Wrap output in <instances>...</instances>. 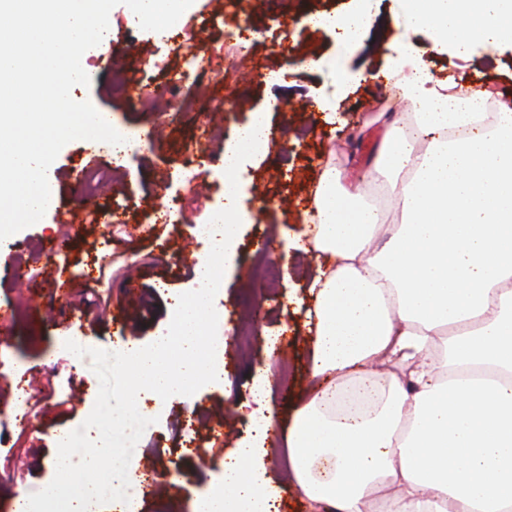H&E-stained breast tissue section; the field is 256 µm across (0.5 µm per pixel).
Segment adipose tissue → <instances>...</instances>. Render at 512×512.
<instances>
[{
	"instance_id": "1",
	"label": "adipose tissue",
	"mask_w": 512,
	"mask_h": 512,
	"mask_svg": "<svg viewBox=\"0 0 512 512\" xmlns=\"http://www.w3.org/2000/svg\"><path fill=\"white\" fill-rule=\"evenodd\" d=\"M404 31L465 60L512 40V0H405ZM408 113L370 172L384 214L334 161L294 249L314 252L309 373L288 434L308 512H512V107L431 75L405 42ZM203 512H274L256 448Z\"/></svg>"
}]
</instances>
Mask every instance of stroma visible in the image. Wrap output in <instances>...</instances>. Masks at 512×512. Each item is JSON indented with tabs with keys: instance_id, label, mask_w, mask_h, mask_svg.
<instances>
[{
	"instance_id": "obj_1",
	"label": "stroma",
	"mask_w": 512,
	"mask_h": 512,
	"mask_svg": "<svg viewBox=\"0 0 512 512\" xmlns=\"http://www.w3.org/2000/svg\"><path fill=\"white\" fill-rule=\"evenodd\" d=\"M246 3L194 0L182 16L196 34L192 40L142 30L126 5L111 10L107 47L124 50L123 64L131 79L149 93L167 79L151 68L152 58L164 57L169 68H179L200 41L223 40L225 31L249 22L248 42L236 56L213 58L203 89L182 85L180 95L190 101L183 112L172 113L163 98L144 106L113 97L107 55L86 54L81 59L91 83L81 87L80 100L124 127L144 131L158 125L164 135L153 151L120 162L106 143L75 140L50 167L56 207L80 202L89 211L58 264L80 278L94 268L97 255L112 256L99 284L74 288L63 306L61 324L50 325L29 308L13 280L0 277V302L26 311L25 319L0 326V407L12 398L11 378L18 364L36 377L42 396L35 406L34 427L0 425V512H15L20 495L42 490L52 481L55 472L49 461L58 433L79 427L94 407L99 380L91 360H66L57 351L59 337L109 351L120 341L151 344L169 326L173 297L194 286V268L207 249L193 241L190 224H148L142 214L164 211L174 197L183 195L181 173L187 168L194 171L211 204L221 203L224 180L212 158L262 109L267 112L268 150L238 174L253 221L241 227L237 262L225 271L214 300L229 329L224 381L160 405L151 399L143 402L140 412L153 423L137 443L132 461L159 482L160 491L137 498L133 512H195L198 497L222 476L225 459L250 437L252 390L259 374L268 376L267 399L282 424L290 421L295 400L310 386V334L306 311L297 302L308 294L315 256L278 249L268 261L280 269V284L267 288L255 276L256 243L264 236L280 242L302 231L303 211L324 155L334 154L337 167L355 185L371 168L387 127L406 110L382 77L390 67L388 46L400 34L396 19L404 2L369 0L373 20L355 50L340 47L335 36L305 24V17L317 10V0H277L253 9ZM408 42L435 77L490 90L493 101L512 106L511 42L490 49L474 46L473 60L464 69L451 66L449 50L433 51L430 30L410 33ZM308 56L323 58V68H304ZM336 67L368 72L372 78L337 96L336 118L330 121L320 101ZM215 97L223 99L225 107L219 122L206 110ZM102 172L112 173L111 190L82 196V178ZM67 235L68 227L56 222L53 210L46 211L13 240L0 242V260L20 265L19 251L26 244ZM131 269L140 282V294L133 300L121 293ZM190 418L197 429L193 436L185 426ZM218 428L224 432L219 443L214 440ZM268 449V476L280 489V512H305L304 500L289 483L285 441L269 443Z\"/></svg>"
}]
</instances>
